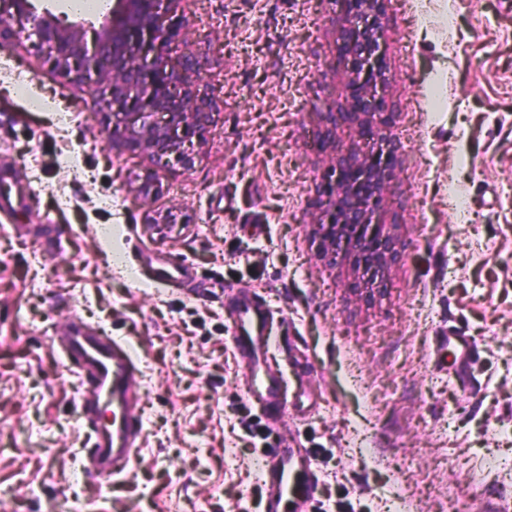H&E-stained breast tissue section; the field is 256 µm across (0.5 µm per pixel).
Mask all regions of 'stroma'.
I'll return each mask as SVG.
<instances>
[{
  "label": "stroma",
  "mask_w": 512,
  "mask_h": 512,
  "mask_svg": "<svg viewBox=\"0 0 512 512\" xmlns=\"http://www.w3.org/2000/svg\"><path fill=\"white\" fill-rule=\"evenodd\" d=\"M177 15L175 49L202 62L215 104L188 170L113 155L88 92L32 47L0 53L78 114L59 137L0 83V512H260L254 462L287 446L319 479L310 512L512 503V0H386L400 149L385 209L403 259L370 300L314 233L350 145L343 127L324 141L350 80L334 4L183 0ZM149 170L146 206L133 189ZM157 260L183 279L148 281ZM244 291L271 311L292 383L276 429L227 316ZM93 312L140 349L144 429L132 474L91 475L99 492L83 497L74 464L91 441L56 338ZM451 336L471 340L466 366Z\"/></svg>",
  "instance_id": "35a3bbf8"
}]
</instances>
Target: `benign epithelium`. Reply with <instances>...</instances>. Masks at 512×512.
Returning a JSON list of instances; mask_svg holds the SVG:
<instances>
[{
  "label": "benign epithelium",
  "mask_w": 512,
  "mask_h": 512,
  "mask_svg": "<svg viewBox=\"0 0 512 512\" xmlns=\"http://www.w3.org/2000/svg\"><path fill=\"white\" fill-rule=\"evenodd\" d=\"M182 0H114L112 16L95 25L62 21L35 0H0V50L30 44L65 79L92 92L97 111L112 118L103 130L112 152L139 155L184 168L209 132L213 103L200 96V72L191 59L173 55L180 30L164 13ZM386 0H333L343 51L352 63L347 111L328 113L331 125H349L361 141L384 123L381 16ZM397 149L366 151L360 144L340 155L328 180L315 225L324 257L349 259L354 274L371 285L384 281L401 256L392 225L383 220L384 190Z\"/></svg>",
  "instance_id": "benign-epithelium-1"
}]
</instances>
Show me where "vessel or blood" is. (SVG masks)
<instances>
[{"instance_id": "vessel-or-blood-1", "label": "vessel or blood", "mask_w": 512, "mask_h": 512, "mask_svg": "<svg viewBox=\"0 0 512 512\" xmlns=\"http://www.w3.org/2000/svg\"><path fill=\"white\" fill-rule=\"evenodd\" d=\"M233 316L236 341L247 365L248 391L265 407L270 424H278L287 409L290 382L273 361V319L245 292L238 296ZM63 353L78 369L79 404L92 429L91 456L97 472L108 477L127 471L143 429L133 403L140 377L137 351L127 339L92 333L76 324ZM104 407L112 414L106 423L98 420ZM260 478L265 492L262 512H308L317 477L302 449H269L262 458Z\"/></svg>"}]
</instances>
